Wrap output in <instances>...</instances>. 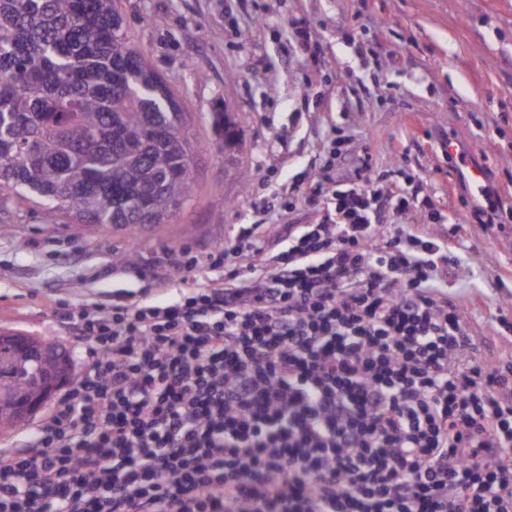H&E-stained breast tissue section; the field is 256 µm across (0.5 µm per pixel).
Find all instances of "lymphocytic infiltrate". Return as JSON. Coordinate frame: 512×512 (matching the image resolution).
<instances>
[{
    "label": "lymphocytic infiltrate",
    "mask_w": 512,
    "mask_h": 512,
    "mask_svg": "<svg viewBox=\"0 0 512 512\" xmlns=\"http://www.w3.org/2000/svg\"><path fill=\"white\" fill-rule=\"evenodd\" d=\"M414 201L331 188L278 250L233 229L223 278L173 263L175 305L64 312L91 361L0 449V512H512V361L438 291L458 225L380 234ZM508 338H496L481 346L480 357L487 363L498 364L502 361H512V333ZM511 336V342H510Z\"/></svg>",
    "instance_id": "1"
}]
</instances>
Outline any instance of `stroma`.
Segmentation results:
<instances>
[{"mask_svg": "<svg viewBox=\"0 0 512 512\" xmlns=\"http://www.w3.org/2000/svg\"><path fill=\"white\" fill-rule=\"evenodd\" d=\"M132 42L178 95L198 146L196 194L169 223L142 230L135 266L116 265L128 244L121 232L65 224L29 202L0 211V331L64 346L77 369L89 356L59 303L111 304L124 290L165 304L178 283L165 273L179 252L204 258L235 224L265 219L268 247L289 228L320 221L306 198L323 166L335 189L371 177L412 185L420 209L384 210V234L437 217L465 224L449 275V300L482 360H512V340L493 338L488 303L499 273L512 269V220L481 231L473 204L482 186L512 198V0H116ZM193 38H186V31ZM309 34L319 55L301 54ZM230 111L239 142L218 147V112ZM457 143L481 185L448 161ZM248 171L241 188L240 171Z\"/></svg>", "mask_w": 512, "mask_h": 512, "instance_id": "35a3bbf8", "label": "stroma"}]
</instances>
